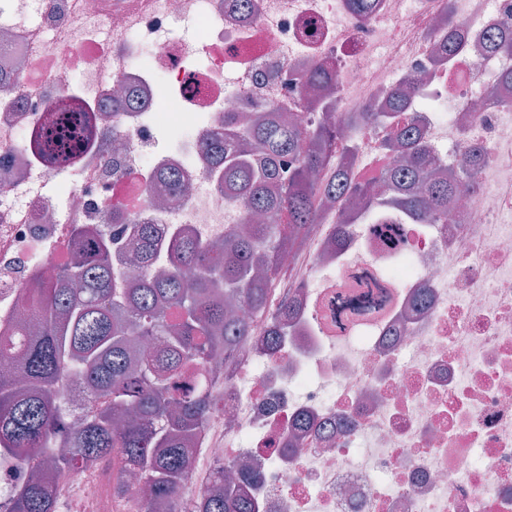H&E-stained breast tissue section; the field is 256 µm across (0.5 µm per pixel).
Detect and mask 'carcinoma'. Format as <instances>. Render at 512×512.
<instances>
[{
	"label": "carcinoma",
	"mask_w": 512,
	"mask_h": 512,
	"mask_svg": "<svg viewBox=\"0 0 512 512\" xmlns=\"http://www.w3.org/2000/svg\"><path fill=\"white\" fill-rule=\"evenodd\" d=\"M412 85L388 94L389 111L359 112L347 124L386 121L403 111ZM88 137L79 112H59L45 124L40 149L54 165L66 164ZM402 163L385 178L402 196L396 199L413 224H443L456 201L457 180L432 179L427 150L418 143L414 122L394 131ZM224 192L238 198L264 224L233 230L224 247H210L182 236L169 269L150 274L125 297L112 287V239L89 226L74 229L70 262L59 270L72 291L34 277L29 317L18 339L0 343V361L20 356L11 373H0V457H17L31 469L46 461L52 475L21 478L11 504L0 512H57L53 479L68 477L94 463L112 468V493L127 491L125 475L137 473L149 499L174 503L188 479L197 433L213 398L188 382L189 373L220 350L226 352L251 334L243 320L225 308L240 299L271 326L286 318L289 300L268 307L277 256L298 244V234L320 218L324 199L357 198L374 203L368 186L338 169L323 184L313 171L334 164L336 128L329 117L307 127L256 118L245 134L224 132ZM140 262H154V227L144 224L136 242ZM370 293L340 303L365 309ZM160 340L141 358L134 346L142 337ZM79 382L86 389L85 413L71 427L64 415L62 387ZM202 512H252L249 501L224 476L207 491Z\"/></svg>",
	"instance_id": "carcinoma-1"
}]
</instances>
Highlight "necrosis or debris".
<instances>
[{"instance_id": "1", "label": "necrosis or debris", "mask_w": 512, "mask_h": 512, "mask_svg": "<svg viewBox=\"0 0 512 512\" xmlns=\"http://www.w3.org/2000/svg\"><path fill=\"white\" fill-rule=\"evenodd\" d=\"M452 26L462 39L444 58ZM509 29L512 0H371L364 13L352 0H0V340L16 334L32 277L68 263L76 226L119 232L122 290L141 271L140 225H156L163 266L184 232L220 244L247 223L203 145L240 112L309 124L310 71L325 73L346 130L341 163L380 185L399 160L392 129L345 119L415 82L408 115L436 172L478 149L480 175L459 180L444 224L391 206L342 226L323 204L279 258L269 306L295 297L279 344L244 305L251 338L200 370L201 385L229 381L211 384L180 512L246 459L255 512H512V85L496 84L512 55L478 50ZM63 110L94 135L54 167L40 132ZM175 168L186 190L172 196L159 175ZM364 291L373 311L337 314V295ZM55 494L80 512H170L134 481L121 506L101 467Z\"/></svg>"}]
</instances>
